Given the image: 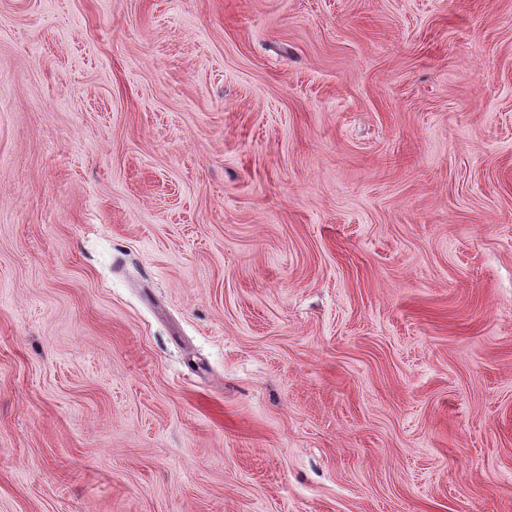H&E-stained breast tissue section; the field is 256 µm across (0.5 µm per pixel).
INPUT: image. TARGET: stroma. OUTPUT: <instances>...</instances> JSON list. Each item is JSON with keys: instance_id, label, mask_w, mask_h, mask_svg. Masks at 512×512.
Wrapping results in <instances>:
<instances>
[{"instance_id": "obj_1", "label": "stroma", "mask_w": 512, "mask_h": 512, "mask_svg": "<svg viewBox=\"0 0 512 512\" xmlns=\"http://www.w3.org/2000/svg\"><path fill=\"white\" fill-rule=\"evenodd\" d=\"M0 512H512V0H0Z\"/></svg>"}]
</instances>
